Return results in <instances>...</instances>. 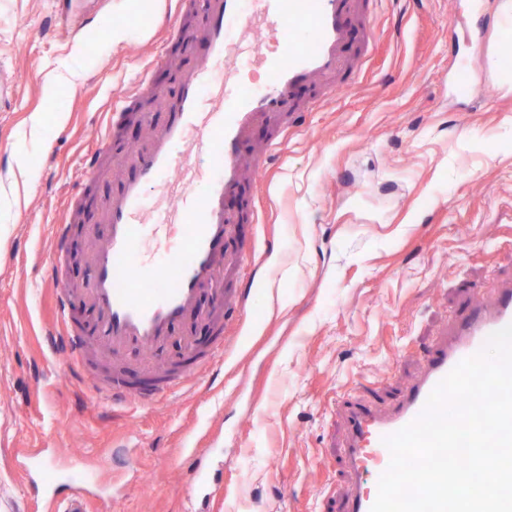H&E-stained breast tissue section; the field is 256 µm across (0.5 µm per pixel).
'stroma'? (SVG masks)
Instances as JSON below:
<instances>
[{
    "label": "stroma",
    "instance_id": "stroma-1",
    "mask_svg": "<svg viewBox=\"0 0 512 512\" xmlns=\"http://www.w3.org/2000/svg\"><path fill=\"white\" fill-rule=\"evenodd\" d=\"M498 0H387L359 82L317 101L271 169L229 208L265 262L224 361L160 403L99 406L53 350L54 225L94 250L100 203L127 151L81 186L112 103L150 57L169 64L143 107L163 119L197 51L165 47L168 0H100L98 31L56 24L52 0H0V512H45L35 462L80 464L124 493L88 512H191L190 469L212 483L206 512H338L351 487L336 403L395 407L425 351L458 317L512 286V91L495 71L508 47ZM125 32L113 42V29ZM470 97L456 93L462 62ZM77 70L72 87L55 79ZM42 128L31 135V116ZM79 205H72L74 193Z\"/></svg>",
    "mask_w": 512,
    "mask_h": 512
}]
</instances>
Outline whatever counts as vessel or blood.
Returning a JSON list of instances; mask_svg holds the SVG:
<instances>
[{"mask_svg": "<svg viewBox=\"0 0 512 512\" xmlns=\"http://www.w3.org/2000/svg\"><path fill=\"white\" fill-rule=\"evenodd\" d=\"M383 2L173 0L175 20L165 26L166 39L193 45L200 62L182 72L163 122L136 104L153 91L152 75L165 65L164 54H156L113 104L103 141L131 114L151 135L145 149L134 150L117 192L101 204L105 229L85 291L99 314L97 335H84L75 325L70 289L58 274L67 253V225H58L50 257L58 327L53 341L103 404L161 402L223 358L231 341L219 331L205 346L184 337L178 363L145 368L138 381L122 363L129 354L141 356L167 343L194 310L202 287L212 288L221 319L244 310L248 290L224 286L231 270L227 203L241 194L254 130L273 119L280 122L255 159L263 169L305 118L295 97L299 86L316 84L326 94L358 82L377 40L375 16ZM198 14L205 18L199 28L189 23ZM511 324L512 289L506 288L492 312H470L455 322L453 341L432 346L426 376L406 389L395 411L383 415L364 402L342 403L348 432L344 457L357 483L340 512H370L391 461L385 437L417 419L438 383L479 352L492 333ZM101 349L114 356L112 371L103 378L91 363ZM65 480L74 494L63 512H87L82 492L89 476L74 468Z\"/></svg>", "mask_w": 512, "mask_h": 512, "instance_id": "obj_1", "label": "vessel or blood"}]
</instances>
